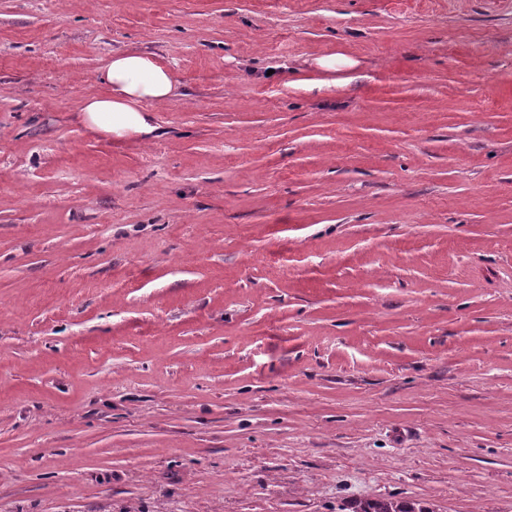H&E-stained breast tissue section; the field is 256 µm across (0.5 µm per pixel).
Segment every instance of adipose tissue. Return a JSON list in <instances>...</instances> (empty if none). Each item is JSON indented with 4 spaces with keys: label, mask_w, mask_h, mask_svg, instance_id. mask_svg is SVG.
Listing matches in <instances>:
<instances>
[{
    "label": "adipose tissue",
    "mask_w": 512,
    "mask_h": 512,
    "mask_svg": "<svg viewBox=\"0 0 512 512\" xmlns=\"http://www.w3.org/2000/svg\"><path fill=\"white\" fill-rule=\"evenodd\" d=\"M102 93L86 97L81 120L89 129L117 139L151 137L156 128L147 108L175 96L171 72L153 55L138 50L115 52L99 75Z\"/></svg>",
    "instance_id": "ef3b65f1"
}]
</instances>
